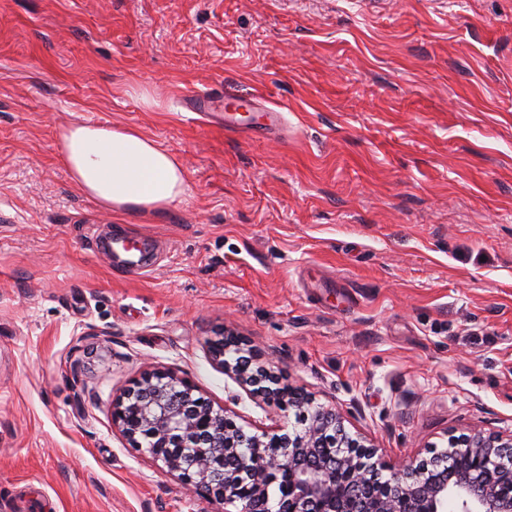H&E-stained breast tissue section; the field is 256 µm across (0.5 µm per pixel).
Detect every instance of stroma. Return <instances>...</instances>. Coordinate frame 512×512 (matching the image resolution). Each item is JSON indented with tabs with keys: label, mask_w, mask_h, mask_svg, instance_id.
I'll return each mask as SVG.
<instances>
[{
	"label": "stroma",
	"mask_w": 512,
	"mask_h": 512,
	"mask_svg": "<svg viewBox=\"0 0 512 512\" xmlns=\"http://www.w3.org/2000/svg\"><path fill=\"white\" fill-rule=\"evenodd\" d=\"M190 91L283 125L248 138ZM71 122L137 129L186 194L104 210ZM226 331L389 462L512 432V0H0V512H213L112 405L167 368L281 423L212 360Z\"/></svg>",
	"instance_id": "35a3bbf8"
}]
</instances>
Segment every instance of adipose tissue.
I'll use <instances>...</instances> for the list:
<instances>
[{"label": "adipose tissue", "mask_w": 512, "mask_h": 512, "mask_svg": "<svg viewBox=\"0 0 512 512\" xmlns=\"http://www.w3.org/2000/svg\"><path fill=\"white\" fill-rule=\"evenodd\" d=\"M58 150L74 188L115 214L167 209L187 189L177 159L134 129L72 123Z\"/></svg>", "instance_id": "obj_1"}]
</instances>
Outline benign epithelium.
<instances>
[{
    "instance_id": "7a95c632",
    "label": "benign epithelium",
    "mask_w": 512,
    "mask_h": 512,
    "mask_svg": "<svg viewBox=\"0 0 512 512\" xmlns=\"http://www.w3.org/2000/svg\"><path fill=\"white\" fill-rule=\"evenodd\" d=\"M213 361L295 422L248 433L169 369L142 375L112 423L216 512H512V433L452 438L415 463L390 466L346 431L343 415L259 363L236 336L210 340Z\"/></svg>"
}]
</instances>
